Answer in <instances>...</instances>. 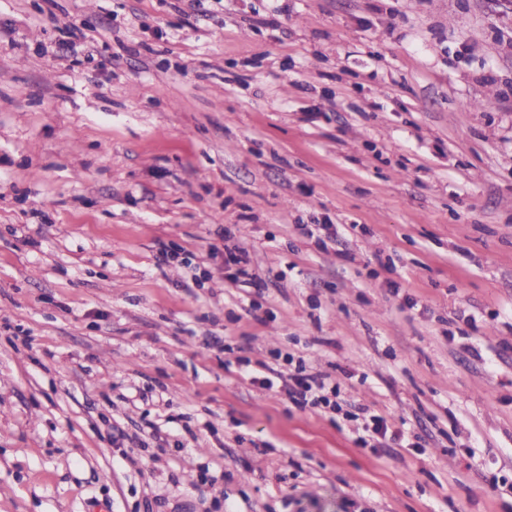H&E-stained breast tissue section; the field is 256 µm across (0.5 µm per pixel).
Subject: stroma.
I'll list each match as a JSON object with an SVG mask.
<instances>
[{
  "instance_id": "obj_1",
  "label": "stroma",
  "mask_w": 512,
  "mask_h": 512,
  "mask_svg": "<svg viewBox=\"0 0 512 512\" xmlns=\"http://www.w3.org/2000/svg\"><path fill=\"white\" fill-rule=\"evenodd\" d=\"M0 512H512V5L0 0ZM295 386L288 385V396L294 404L299 407H305L310 403L312 406L324 405L332 410H338L340 407L336 400L340 395V384L338 382L327 381V377L321 375L305 374V368L302 363H298L296 374L291 376Z\"/></svg>"
}]
</instances>
